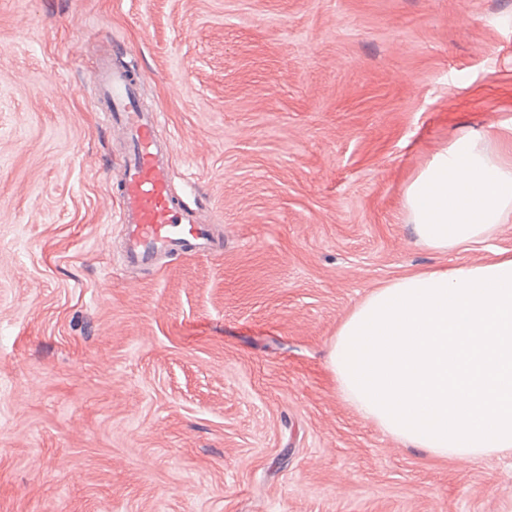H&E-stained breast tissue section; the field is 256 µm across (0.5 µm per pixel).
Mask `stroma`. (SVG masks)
<instances>
[{"label":"stroma","instance_id":"stroma-1","mask_svg":"<svg viewBox=\"0 0 512 512\" xmlns=\"http://www.w3.org/2000/svg\"><path fill=\"white\" fill-rule=\"evenodd\" d=\"M127 47L220 255L123 268L85 74ZM512 125V0H0V512H512L328 366L373 289L512 252L417 245L408 183Z\"/></svg>","mask_w":512,"mask_h":512}]
</instances>
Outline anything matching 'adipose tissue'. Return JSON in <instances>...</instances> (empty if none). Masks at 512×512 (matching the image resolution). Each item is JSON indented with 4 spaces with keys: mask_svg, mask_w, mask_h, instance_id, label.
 Listing matches in <instances>:
<instances>
[{
    "mask_svg": "<svg viewBox=\"0 0 512 512\" xmlns=\"http://www.w3.org/2000/svg\"><path fill=\"white\" fill-rule=\"evenodd\" d=\"M404 209L428 249L493 239L512 219V126L459 135L409 183ZM329 366L363 418L431 457L512 454V252L373 289L338 326Z\"/></svg>",
    "mask_w": 512,
    "mask_h": 512,
    "instance_id": "1",
    "label": "adipose tissue"
}]
</instances>
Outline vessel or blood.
Here are the masks:
<instances>
[{
    "mask_svg": "<svg viewBox=\"0 0 512 512\" xmlns=\"http://www.w3.org/2000/svg\"><path fill=\"white\" fill-rule=\"evenodd\" d=\"M86 80L94 90V111L124 144L116 182L117 217L124 228L122 265L155 272L167 254L223 253V238L200 223L197 208L171 189L169 156L175 145L160 139L164 115L143 104L133 62L105 50Z\"/></svg>",
    "mask_w": 512,
    "mask_h": 512,
    "instance_id": "1",
    "label": "vessel or blood"
}]
</instances>
